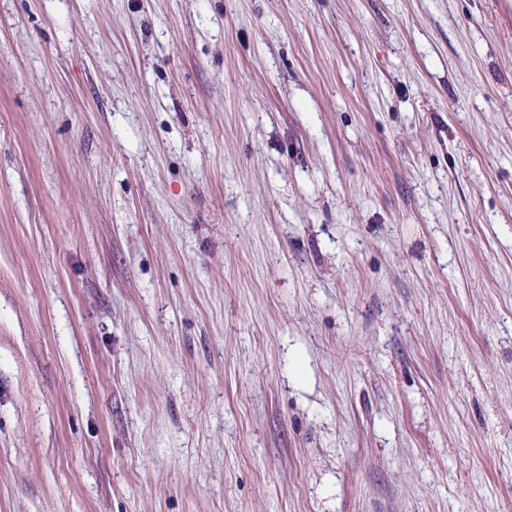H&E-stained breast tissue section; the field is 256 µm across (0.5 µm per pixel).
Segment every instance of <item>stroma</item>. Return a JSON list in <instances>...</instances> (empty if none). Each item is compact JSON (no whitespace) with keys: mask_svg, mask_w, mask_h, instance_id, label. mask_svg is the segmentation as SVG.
<instances>
[{"mask_svg":"<svg viewBox=\"0 0 512 512\" xmlns=\"http://www.w3.org/2000/svg\"><path fill=\"white\" fill-rule=\"evenodd\" d=\"M498 0H0V512H512Z\"/></svg>","mask_w":512,"mask_h":512,"instance_id":"obj_1","label":"stroma"}]
</instances>
